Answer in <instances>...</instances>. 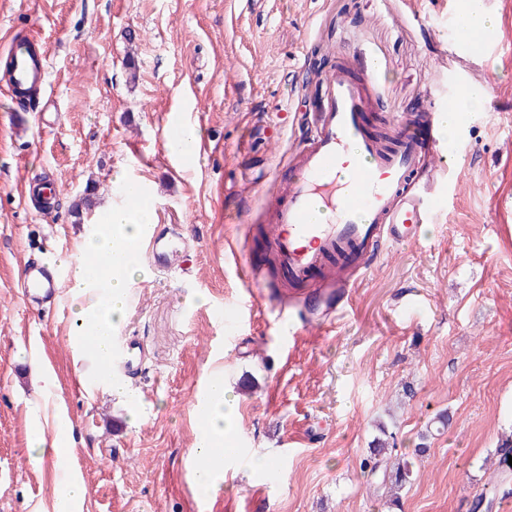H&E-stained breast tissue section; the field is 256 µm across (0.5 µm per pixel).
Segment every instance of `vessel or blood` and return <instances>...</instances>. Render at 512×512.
I'll return each mask as SVG.
<instances>
[{
    "label": "vessel or blood",
    "mask_w": 512,
    "mask_h": 512,
    "mask_svg": "<svg viewBox=\"0 0 512 512\" xmlns=\"http://www.w3.org/2000/svg\"><path fill=\"white\" fill-rule=\"evenodd\" d=\"M463 14L460 7L451 12L452 45L469 56L491 59L498 46L495 31L464 29ZM0 58L5 61L0 86L16 106L29 104L33 93L47 88V56L32 44L10 43L0 49ZM376 74L372 58L362 77L343 65L326 78L327 106L292 156L288 182L266 200V250L249 248L242 254L241 271L250 287L236 304L225 307L226 329L263 298L281 311L297 307L303 329H328L352 301L353 277L377 262L385 243L408 241L421 225L433 223L448 193L441 176L454 170L456 156L430 133L428 123L408 116L397 120L394 138L372 131L367 114ZM183 246L179 238L151 236V264L171 267ZM20 287L28 300L43 302L56 297L60 280L53 269L31 262L22 269ZM143 355L139 339L125 336L108 366L135 379Z\"/></svg>",
    "instance_id": "1"
}]
</instances>
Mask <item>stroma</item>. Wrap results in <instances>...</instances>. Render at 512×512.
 Wrapping results in <instances>:
<instances>
[{"instance_id":"obj_1","label":"stroma","mask_w":512,"mask_h":512,"mask_svg":"<svg viewBox=\"0 0 512 512\" xmlns=\"http://www.w3.org/2000/svg\"><path fill=\"white\" fill-rule=\"evenodd\" d=\"M455 0H0V49L32 38L49 59L37 108L0 90V512H52L60 468L88 488L81 512H501L480 507L512 433V0H485L503 50L492 64L454 53ZM376 58L375 128L437 116L460 80L486 88L456 153L458 186L421 240L386 245L327 332L283 337L262 302L235 333L215 311L247 288L234 256L259 247L261 191L287 172L326 103L323 77ZM192 115L209 142L188 167L162 142ZM63 191L56 212L22 196L26 176ZM147 185L157 233L188 239L178 267L135 282L118 333L145 350L140 415L107 392L70 344L64 301L28 303L24 262L80 258L96 214L75 221L87 183L99 207L123 181ZM205 303H196V294ZM38 345L73 426L66 454L27 457ZM220 367L239 401L243 459L201 499L191 483L197 387ZM447 413V426L436 417ZM392 432L414 476L399 506L361 462ZM426 453H418L419 444ZM253 457L276 462L255 472Z\"/></svg>"}]
</instances>
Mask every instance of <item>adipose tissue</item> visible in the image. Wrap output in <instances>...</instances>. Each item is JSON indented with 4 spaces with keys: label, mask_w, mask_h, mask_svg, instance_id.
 <instances>
[{
    "label": "adipose tissue",
    "mask_w": 512,
    "mask_h": 512,
    "mask_svg": "<svg viewBox=\"0 0 512 512\" xmlns=\"http://www.w3.org/2000/svg\"><path fill=\"white\" fill-rule=\"evenodd\" d=\"M109 225L85 238L84 259L70 263L68 299L73 315L72 341L82 348L86 327L95 329V355L108 358L114 330L126 319L129 286L146 278L148 269L139 259L141 244L152 226L149 207L129 212L115 206L108 214ZM30 364L41 386L34 402V422L29 460L38 464L48 453H59L67 437L70 420L67 408L54 393V377L44 364L38 347H31ZM203 430L191 450L192 457L205 459L204 467L194 469L197 490L215 495L224 480L230 457L226 451L237 433L238 400L227 388L223 372L209 375L203 394ZM53 438H46V430Z\"/></svg>",
    "instance_id": "obj_1"
}]
</instances>
